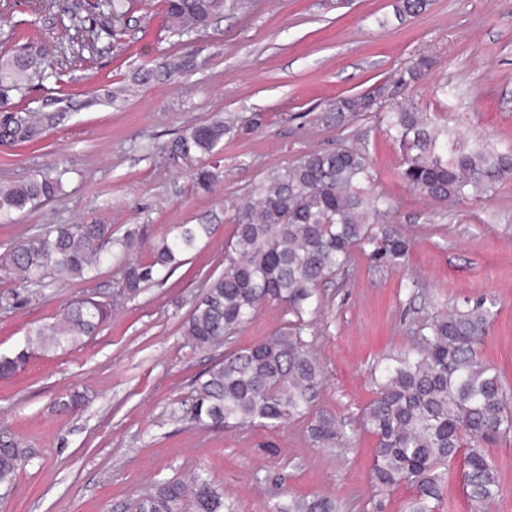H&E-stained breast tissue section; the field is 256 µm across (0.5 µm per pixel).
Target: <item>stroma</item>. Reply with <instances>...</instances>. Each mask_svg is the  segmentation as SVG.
Here are the masks:
<instances>
[{
  "label": "stroma",
  "instance_id": "stroma-1",
  "mask_svg": "<svg viewBox=\"0 0 512 512\" xmlns=\"http://www.w3.org/2000/svg\"><path fill=\"white\" fill-rule=\"evenodd\" d=\"M397 0H238L201 32L170 30L162 0H135L120 41L65 58L59 79L10 92L9 106L57 118L34 142L0 144V183L61 175L62 190L42 207L0 224V256L49 224H108L113 238L135 232L137 255L173 224H208L183 262L136 297L119 286L121 256L90 281L20 287L0 277V357L25 348L30 333L64 307L92 297L109 315L94 335L66 350L32 354L0 378V441L32 451L0 512H132L163 482L205 472L236 512H275L289 497L323 494L340 512H406L409 486L377 490L375 437L362 412L375 397L371 376L383 358L415 344L417 325L467 303L492 304L480 347L512 391V182L481 201L434 202L399 177V149L374 113L328 121L339 98L384 87L386 104H410L448 118L466 138L512 146V0H428L398 16ZM86 27L109 24L87 0H57L37 14L29 0H0L13 33L0 47L57 50L68 34L62 13ZM433 61L416 81L398 78L418 57ZM182 71L162 76L166 62ZM135 85L133 96L107 93ZM230 113L218 180L197 189L163 148L185 129ZM364 144L390 200L389 227L413 242L409 266L380 265L357 246L345 271L316 290L319 307L305 335L324 373L314 409L341 417L345 450L315 447L304 420L277 428L200 429L189 420L193 383L224 353L272 336L294 316L267 302L221 344L201 349L183 322L208 278L224 269L234 218L255 186L302 155ZM81 412L60 411L73 392ZM501 492L488 512H512V433L487 447Z\"/></svg>",
  "mask_w": 512,
  "mask_h": 512
}]
</instances>
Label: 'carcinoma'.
Instances as JSON below:
<instances>
[{
    "label": "carcinoma",
    "mask_w": 512,
    "mask_h": 512,
    "mask_svg": "<svg viewBox=\"0 0 512 512\" xmlns=\"http://www.w3.org/2000/svg\"><path fill=\"white\" fill-rule=\"evenodd\" d=\"M166 15L180 23L206 28L234 7V0H164ZM112 24L86 28L67 16L69 49L82 52L102 38L117 40L131 0H97ZM34 54L0 50V95L27 89L33 78H59L52 61L33 70ZM384 90L336 101V119L345 113L376 112L403 162L400 177L413 191L435 201H478L512 181V149L500 151L487 141H466L448 125L413 107L383 106ZM52 116L22 110L0 113V141H33ZM233 121L216 116L193 125L166 147L168 157L189 170L196 188L212 189L217 175L203 165L220 154ZM372 159L365 146L313 151L273 174L253 190V200L238 210L224 270L209 280L184 322V334L201 347L213 346L255 314L259 305H284L295 317L291 328L252 346L228 352L194 386L191 420L206 429L278 427L309 418L307 432L318 448L347 444L343 425L325 410H311L313 392L322 381L321 365L303 334L315 289L347 266L353 247H373L371 256L388 267L408 260L411 243L392 230H375L392 205L374 191ZM61 179L33 176L0 185V222L57 196ZM209 224H172L154 244L151 259H130L122 270L124 291L135 296L165 270L194 250ZM112 243L109 224H55L18 242L0 266L19 274L22 285L53 280H89ZM107 316L105 305L85 299L68 305L53 324L34 333L43 350L71 346L93 335ZM493 313L481 303L435 316L419 325L418 345L391 359L374 380L377 396L364 412L365 428L376 437L372 480L388 491L413 489L408 512H436L442 497L439 468L463 461V483L471 503L486 509L500 492L497 470L483 445L512 432V394L498 371L479 354ZM31 352L23 348L0 358V375L24 367ZM31 458L13 442L0 446V485L12 484ZM226 512L224 492L206 474L191 482L168 481L133 504L134 512ZM277 512H338L327 496L294 497Z\"/></svg>",
    "instance_id": "1"
}]
</instances>
